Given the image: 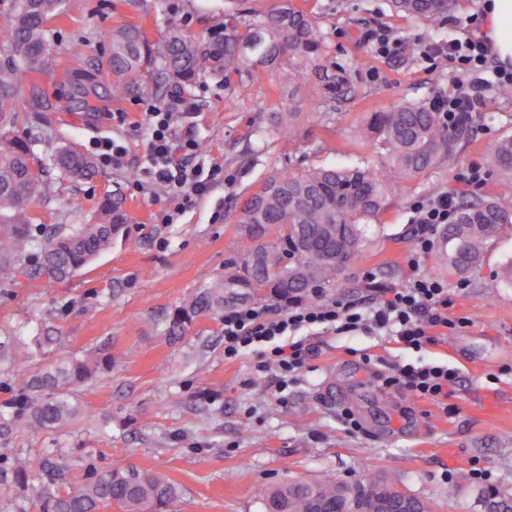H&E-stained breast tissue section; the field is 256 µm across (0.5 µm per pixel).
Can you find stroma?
<instances>
[{"instance_id": "1", "label": "stroma", "mask_w": 512, "mask_h": 512, "mask_svg": "<svg viewBox=\"0 0 512 512\" xmlns=\"http://www.w3.org/2000/svg\"><path fill=\"white\" fill-rule=\"evenodd\" d=\"M276 0H66L65 13L51 24L55 51L79 50L96 74L101 97L94 113L67 111L70 72L39 78L52 112L26 111L27 86H20L19 120L12 137L26 141L36 162L45 164L50 193L33 213L47 224H85L104 195L119 192L128 214L126 233L107 252L65 281L20 286L0 280V336H18L38 368L60 354L112 355V372L81 389L88 416L65 429L0 433V454L25 462L30 478L15 505L38 512L46 478L39 463L46 449L61 448L69 465L104 471L115 465L149 469L176 483L182 496L176 512H264L265 488L293 478L334 480L356 487L366 474L382 473L409 493L429 502L432 512H484L481 483L469 476L478 466L490 485L512 491V284L500 281V268L512 262V231L492 242L480 267L448 274L431 251L422 272L448 286L449 317L468 318L460 332L439 337L426 359L455 367L459 379L446 404L435 405L389 389L377 379L383 364L406 353L385 336H307L314 356L286 391L278 372L256 374L253 357L224 358V314L201 315L186 338L170 343L156 323L159 316L224 273L235 257L238 209L275 172L348 166L378 160L369 142H356L352 130L366 113L388 112L405 102L429 106L454 93L471 76L447 59H422L417 46L463 38L475 31L483 0H455L439 26L394 13L388 0H292L325 32L323 70L340 77L331 121L318 119L319 98H308L310 117L293 137L260 136L276 106L288 101V88L270 74L225 88L202 78L185 101L167 87L130 91L113 100L107 61L110 35L120 26H141L156 42L180 27L203 41L225 25L245 28L252 15ZM367 26L397 33L403 51L382 57L359 39ZM193 103L187 133L198 143L199 158L222 166L227 182L180 215L160 224L169 190L133 187L146 150L144 114L148 105L181 111ZM126 113L127 125L110 115ZM469 141L456 156L417 179L397 184L390 209L366 231L364 251L324 298L367 301L376 289L403 286L411 272L413 202L444 191L468 201L496 191L490 148L512 134V94L489 86L472 108ZM115 136L128 153L123 168L97 166L92 178L63 180L50 165L53 152L70 145L91 153L95 140ZM479 167L482 189L459 177ZM382 358L365 367L361 353ZM351 410L359 432L345 430L341 413Z\"/></svg>"}]
</instances>
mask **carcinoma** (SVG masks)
Masks as SVG:
<instances>
[{
	"label": "carcinoma",
	"instance_id": "cac0c4a2",
	"mask_svg": "<svg viewBox=\"0 0 512 512\" xmlns=\"http://www.w3.org/2000/svg\"><path fill=\"white\" fill-rule=\"evenodd\" d=\"M65 0H10L0 12V31L8 52L0 61V133L6 134L17 114L16 82L24 74H45L55 69L57 55L49 23L64 14ZM393 9L434 24L448 13L451 0H391ZM109 70L112 98L119 99L142 82L152 68L155 83L185 91L200 76L224 80V87L242 83L260 66L294 82L321 68L324 32L318 21L278 0L248 25L246 35L224 27L217 41L202 42L178 28L164 39L149 42L135 26L112 31ZM73 106L90 109L96 95L94 73L79 56L70 60ZM303 113L293 106L274 113L273 130L282 136L295 133ZM471 119L455 129L444 128L436 113L404 103L390 112H371L354 127V134L376 142L381 164L343 168H312L288 174L274 173L251 195L239 214L236 250L241 257L195 295L172 307L161 322L164 335L183 339L194 319L240 301L274 299L289 305L315 302L324 288L339 278L363 251L366 226L378 224L392 203L390 178L410 181L428 169L451 160L470 137ZM492 165L500 174L498 193L460 207L454 223L440 240L442 262L463 274L484 259L488 243L512 229V210L502 200L512 196V136L490 149ZM53 164L67 177L84 179L94 172L91 157L71 147L58 149ZM44 168L34 162L30 146L19 140L0 145V279L49 281L66 279L108 249L123 230V199L104 198L89 224H37L26 212L46 191ZM28 353L15 339L10 348L0 344V375L24 372ZM112 369V356L76 354L56 357L35 371L26 384L3 402L0 431L26 428L61 429L83 413L77 388ZM46 476L39 512H98L119 504L124 512H171L181 497L178 486L150 470L115 465L101 474L75 470L64 450L51 448L41 461ZM69 475V490L53 489L54 476ZM29 473L20 458L0 460V502L14 499L15 489ZM373 494L381 512H429L426 501L400 490L385 475H369L359 492L335 481L292 480L264 495L266 512H355L359 494Z\"/></svg>",
	"mask_w": 512,
	"mask_h": 512
}]
</instances>
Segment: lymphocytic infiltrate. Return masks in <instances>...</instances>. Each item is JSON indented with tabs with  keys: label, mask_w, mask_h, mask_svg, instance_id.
I'll return each instance as SVG.
<instances>
[{
	"label": "lymphocytic infiltrate",
	"mask_w": 512,
	"mask_h": 512,
	"mask_svg": "<svg viewBox=\"0 0 512 512\" xmlns=\"http://www.w3.org/2000/svg\"><path fill=\"white\" fill-rule=\"evenodd\" d=\"M423 54L429 59H450L475 74L491 62L487 44L473 37L428 44ZM193 114L190 108L172 112L157 106L145 114L144 183L165 185L174 193L172 206L158 215L163 224L175 223L186 208L224 180L222 168L197 161L195 140L182 133ZM412 209L415 240L407 264L413 275L403 287L368 303L337 297L312 305H294L285 312L252 304L229 308L224 312L225 359L255 355V372L262 374L274 366L285 382L312 355L310 346L299 336L305 329L319 327L337 334L368 332L390 337L405 349L419 353L435 344L438 337L466 327L465 318L448 315L447 284L420 270L421 261L433 249L437 228L454 223L457 196L443 192L434 199L414 202ZM381 380L385 387L438 403L447 399L458 373L446 363L419 359L393 365Z\"/></svg>",
	"instance_id": "lymphocytic-infiltrate-1"
}]
</instances>
